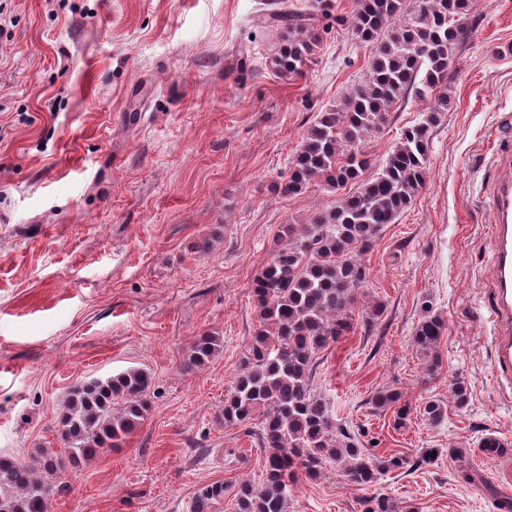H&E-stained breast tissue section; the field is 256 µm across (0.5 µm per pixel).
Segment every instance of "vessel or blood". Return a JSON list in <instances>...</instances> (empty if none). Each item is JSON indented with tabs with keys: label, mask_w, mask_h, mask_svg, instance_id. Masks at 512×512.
Listing matches in <instances>:
<instances>
[{
	"label": "vessel or blood",
	"mask_w": 512,
	"mask_h": 512,
	"mask_svg": "<svg viewBox=\"0 0 512 512\" xmlns=\"http://www.w3.org/2000/svg\"><path fill=\"white\" fill-rule=\"evenodd\" d=\"M491 233L495 241L493 275L489 282L495 297L492 318L503 332L495 347L500 374H512V173L498 181L492 198Z\"/></svg>",
	"instance_id": "obj_1"
}]
</instances>
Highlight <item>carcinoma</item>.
Segmentation results:
<instances>
[{
  "label": "carcinoma",
  "instance_id": "cac0c4a2",
  "mask_svg": "<svg viewBox=\"0 0 512 512\" xmlns=\"http://www.w3.org/2000/svg\"><path fill=\"white\" fill-rule=\"evenodd\" d=\"M472 0H355L352 36L370 48L363 80L342 103L319 113L294 152L287 179L275 188L288 195L314 183L356 185L332 210L310 224H284L282 244L255 274L251 288L258 324L231 392L224 398L226 427L258 420L257 439L266 451L262 482L234 488L222 481L200 486L190 512H214L233 492L237 512H287L301 478L315 479L331 461L344 464L347 480L371 486L379 475L411 465L402 455L379 457L336 425L312 381L319 355L352 328L357 293L367 281L359 254L387 224L406 210L427 175L430 130L448 111V72L453 50L468 36L462 20ZM316 16L286 9L271 17L282 33L272 63L283 76H298L317 46ZM425 102L420 121L404 128L373 177L361 144L380 132L388 113L407 93ZM414 329L413 343L425 352L439 345L443 320L428 302ZM223 348V339L203 331L194 338L182 371L201 370ZM151 374L130 369L72 386L60 404L58 431L67 454L36 448L20 461L0 456V512H48L70 466L119 448L151 410ZM401 394L381 390L377 410L396 408ZM447 414L442 402L428 401L422 418L437 425ZM363 512H415L386 497L363 502Z\"/></svg>",
  "mask_w": 512,
  "mask_h": 512
}]
</instances>
